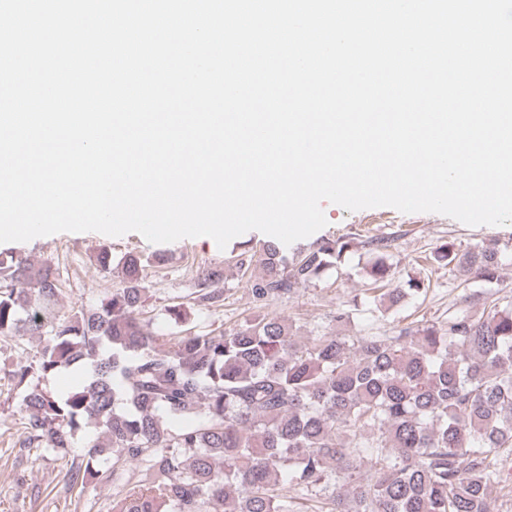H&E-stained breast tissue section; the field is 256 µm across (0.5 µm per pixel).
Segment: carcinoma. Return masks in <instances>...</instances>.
<instances>
[{
    "mask_svg": "<svg viewBox=\"0 0 512 512\" xmlns=\"http://www.w3.org/2000/svg\"><path fill=\"white\" fill-rule=\"evenodd\" d=\"M367 245L377 251L367 312L427 294L421 280L396 283L391 240ZM356 247L353 237L325 239L289 260L276 244L245 245L224 264L265 300L320 280ZM429 260L499 281L497 253L478 245L442 246ZM146 263L125 256L124 286L61 320L51 262L0 252V336L23 327L39 340L10 371L23 447L57 461L78 432L99 433L85 467L66 471L70 490L110 469L123 484L112 512H300V499L333 479L327 512H495V462L512 455V307L494 299L395 336L302 342L269 315L220 334L158 336L139 317ZM223 280V267L202 269L197 304L219 305ZM83 369L85 382L62 396L35 383ZM133 462L142 477L129 475Z\"/></svg>",
    "mask_w": 512,
    "mask_h": 512,
    "instance_id": "1",
    "label": "carcinoma"
}]
</instances>
